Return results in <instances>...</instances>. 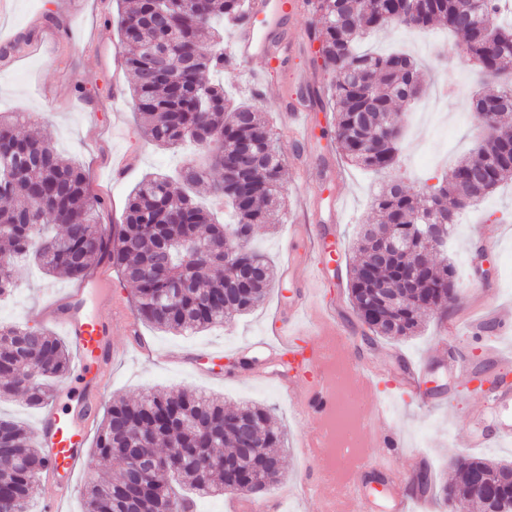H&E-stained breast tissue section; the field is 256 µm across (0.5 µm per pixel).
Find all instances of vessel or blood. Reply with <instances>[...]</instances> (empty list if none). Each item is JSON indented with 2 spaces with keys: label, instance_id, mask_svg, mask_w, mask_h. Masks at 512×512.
I'll return each mask as SVG.
<instances>
[{
  "label": "vessel or blood",
  "instance_id": "b4317fda",
  "mask_svg": "<svg viewBox=\"0 0 512 512\" xmlns=\"http://www.w3.org/2000/svg\"><path fill=\"white\" fill-rule=\"evenodd\" d=\"M296 7L295 0H253L249 17L236 33L237 57L246 63H263L269 70L285 68L297 45L281 37L279 28L283 17ZM305 239L315 257L311 277L300 280L298 301L289 307L287 316L275 322L274 340L256 339L249 347L282 359L284 367L278 377L280 389L298 403L309 418L319 421L336 404L327 383L324 363L332 349L331 338L341 336L342 331L336 320L335 306L323 301L327 288L332 285L329 264L324 256L329 244L316 224L308 225ZM305 319L315 323L316 329L300 344L296 341V333ZM51 320L75 353L72 374L78 384L68 408L61 411L50 407L37 426L45 460L43 509L44 512H60L63 501L71 492L73 473L86 454L88 436L104 394L103 380L112 366V337L119 332L134 337L139 329L136 320L118 306L89 314L78 293L69 294L55 303L51 308ZM386 412V406L381 402L371 408L369 439L386 451L380 476L392 494L394 512H408V500L396 493L401 479L395 466L400 440L377 428ZM475 420L477 425L468 437L471 447H484L493 439L501 444L512 442V382L506 380L481 392ZM365 497L363 475L353 472L348 496L336 512H360Z\"/></svg>",
  "mask_w": 512,
  "mask_h": 512
}]
</instances>
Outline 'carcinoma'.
<instances>
[{
	"instance_id": "carcinoma-1",
	"label": "carcinoma",
	"mask_w": 512,
	"mask_h": 512,
	"mask_svg": "<svg viewBox=\"0 0 512 512\" xmlns=\"http://www.w3.org/2000/svg\"><path fill=\"white\" fill-rule=\"evenodd\" d=\"M120 43L134 76L131 99L144 137L174 149L187 143L200 150H222L235 167L220 180H210L214 163L202 173L185 166L174 175L151 174L131 190L123 223L114 236L104 235L94 212L100 202L88 195L81 169L65 163L55 148L22 130L29 117L1 112L0 127L10 138L0 153V298L17 286L16 259L32 254L48 276L83 280L92 262L109 258L135 286L139 319L157 329L197 332L245 314L266 297L271 275L265 257L251 245L255 233L279 223L286 201L281 197L284 157L278 137L256 100L234 99L218 74L224 70V22L237 23L250 11V0H118ZM314 20L312 40L319 42L313 65L327 73V102L332 107L336 145L343 159L366 172L384 173L399 163L402 125L390 123L397 102L409 104L422 94L424 74L401 51L358 50L371 31L388 27L425 29L437 25L462 38L468 59L485 73L512 70V22H500L512 8L509 0H308ZM171 49L169 75L146 82L155 67L154 50ZM476 112L512 117V82L477 94ZM512 180V144L486 134L472 155L460 161L438 183L419 191L398 181L385 185L371 202L381 224L396 225L412 251L385 266L373 262L375 245L369 231L361 234L362 258L352 267L349 302L363 327V340L399 339L420 331L426 311L448 310V280L454 267L435 251L426 225L452 228L465 200L479 203L504 181ZM44 207H32L31 197ZM230 206L232 222L217 224L202 198ZM245 238L244 254H225V238ZM416 262L418 286L402 305L374 303L379 282L403 293L401 267ZM260 269L241 284L233 277L238 265ZM68 348L44 329L0 324V397L22 395L35 409L53 394L49 382L69 370ZM248 428L254 459L238 472L214 460L232 459ZM181 446L202 458H186L177 481L197 495L223 492L214 483H243L268 461L283 458V435L270 408L245 405L228 410L224 401L188 390H154L138 399L116 398L107 406L93 442L90 463L115 461L120 470L103 473L85 486L84 512H184L194 503L171 483L159 485L135 477L123 449L142 445L157 453ZM44 458L31 433L19 422L0 416V498L24 504L36 496ZM451 480L435 486L426 471L417 476L421 493L436 490L443 500L454 495L479 512H499L498 503L470 491V473H496L512 485V464L468 455L450 459Z\"/></svg>"
}]
</instances>
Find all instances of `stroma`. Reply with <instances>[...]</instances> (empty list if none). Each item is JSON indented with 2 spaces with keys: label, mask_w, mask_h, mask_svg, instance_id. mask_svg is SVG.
<instances>
[{
  "label": "stroma",
  "mask_w": 512,
  "mask_h": 512,
  "mask_svg": "<svg viewBox=\"0 0 512 512\" xmlns=\"http://www.w3.org/2000/svg\"><path fill=\"white\" fill-rule=\"evenodd\" d=\"M11 2V11L0 14V39L15 40L18 46L10 61L0 62V111L33 116V133L49 141L62 160L78 164L85 172L90 194L101 202L99 223L119 225L129 193L141 177L175 172L186 153L148 144L132 103H125L121 114L113 112L112 57L120 50L116 0ZM432 36L429 30L393 29L370 42L375 49H408L425 75L422 103L439 104L437 118L426 126L410 125L403 143L400 173L412 186L446 174L469 155L483 132L468 111V99L477 85L492 82L478 67L461 66V38L451 36L435 45ZM312 52L310 44H301L284 71L267 73L261 64L234 61L224 68V87L229 93L243 99L261 94V106L275 114L282 110L284 100L294 101L303 94L306 109L318 115L317 125L304 142L293 143L286 131L278 133L285 155L282 193L287 209L281 224L260 229L253 241L277 272L265 300L246 314L194 334L164 333L144 324L139 327L141 343L116 334L112 338L115 356L104 389L109 399H135L152 388H184L224 399L230 407L255 403L273 408L285 437V475L268 489L271 497L280 494L284 485L321 476L320 462L306 460L297 446L303 436L316 433L317 425L301 416L274 381L252 377V369L271 370L268 355L255 353L248 371L232 366L231 361L244 355L253 337L266 334L278 309L288 308L296 299L292 279L304 276L312 262L304 248H296L293 275L282 273L289 225L326 226V237L336 242L343 263L352 264L360 228L374 220L371 198L392 179L388 173H365L337 155L330 114L317 102L316 92L324 78L312 65ZM132 146L138 150L135 167L124 178L114 179V154ZM332 194L340 196L343 212L342 221L335 225L329 224L325 208ZM445 257L456 270L457 297L452 310L445 315L438 311L430 314L418 336L382 342L375 351L361 341L346 289L334 291L348 333L346 344L336 349L337 362L347 367L369 357L388 373L372 387L351 377L348 392L358 395L364 412L378 400L392 404L394 410L380 428L402 439L398 464H405L409 455L424 453L428 471L440 482L449 475L451 457L473 451L467 439L472 428L470 414L479 394L472 373L477 358L483 355L484 341L466 335L464 328L481 316L484 305L470 292V284L484 281L496 297L499 319L512 323V182L501 185L463 214L448 240ZM76 287L75 281L25 266L13 295L0 301V323L52 329L46 314L48 304ZM457 356L464 357L463 366L449 371V360ZM407 360L424 365L426 385L433 390L428 399L394 385ZM473 452L495 462H512V444Z\"/></svg>",
  "instance_id": "obj_1"
}]
</instances>
